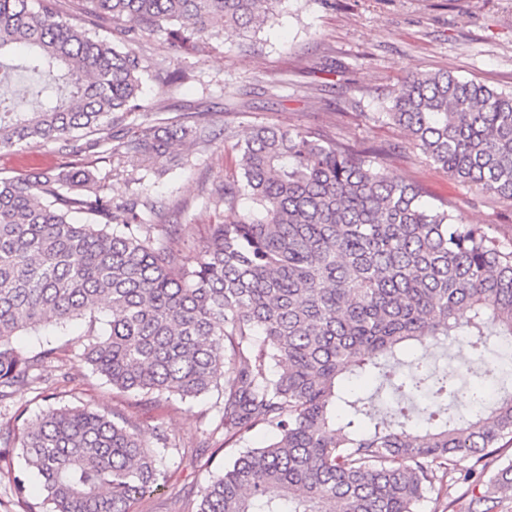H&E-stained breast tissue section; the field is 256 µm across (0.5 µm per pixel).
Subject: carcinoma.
<instances>
[{
  "label": "carcinoma",
  "mask_w": 512,
  "mask_h": 512,
  "mask_svg": "<svg viewBox=\"0 0 512 512\" xmlns=\"http://www.w3.org/2000/svg\"><path fill=\"white\" fill-rule=\"evenodd\" d=\"M0 0V151L60 144L86 161L112 154L153 168L175 141L207 145L212 126L162 118L118 133L144 108V58L126 42L173 25V53L203 54L224 27L268 22L283 0ZM26 76L31 83L13 89ZM172 89L186 75L155 64ZM379 117L436 168L512 204V93L445 72H415ZM382 147L353 150L312 131L261 124L239 148L240 177L216 184L228 209L187 261L186 224H142L146 196L113 228L112 198L88 167L0 177V408L62 370L57 349L15 346L52 324L86 323L81 361L120 392L194 400L223 384L224 444L254 427L272 438L209 478L182 512H422L448 496L454 457H474L464 512L512 496V240L464 224L421 189L390 177ZM87 215L83 224L69 218ZM467 338L477 368L459 378L431 350ZM366 378L371 388L352 387ZM40 478L51 512H131L165 484L159 452L120 415L50 408L8 432L0 476L28 487L14 449Z\"/></svg>",
  "instance_id": "1"
}]
</instances>
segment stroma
Wrapping results in <instances>:
<instances>
[{
  "instance_id": "stroma-1",
  "label": "stroma",
  "mask_w": 512,
  "mask_h": 512,
  "mask_svg": "<svg viewBox=\"0 0 512 512\" xmlns=\"http://www.w3.org/2000/svg\"><path fill=\"white\" fill-rule=\"evenodd\" d=\"M139 44L146 51L145 108L130 124H153L160 112L168 118L194 112L213 122L218 134L206 147H176L156 171L132 166L117 171L107 144L91 171L114 206L144 186L152 200L181 208V221L193 233L184 255L198 253L209 224L248 212L249 200L231 211L217 203L212 190L218 179L237 175V143L265 123L317 130L357 149L397 147L385 162L390 176L415 183L426 203L446 204L464 223L487 224L498 238H512V205L451 180L407 143L401 128L380 116L394 89L414 72L448 70L512 92V0H283L260 31H220L201 57L170 54L162 32L142 33ZM161 58L186 74L170 92L151 72ZM77 165L76 157L54 144L0 152V176L56 173ZM84 330V323L75 322L64 335L45 326L18 337L25 348L45 341L59 347L69 379L17 390L9 407L0 410V435L13 428L16 414L32 417L51 407L83 404L106 415L123 413L147 435L164 424L167 481L135 501L131 512H182L186 500L241 448L198 445L200 430L219 421L222 389L193 402L162 397L137 404L134 395L113 390L81 364Z\"/></svg>"
}]
</instances>
